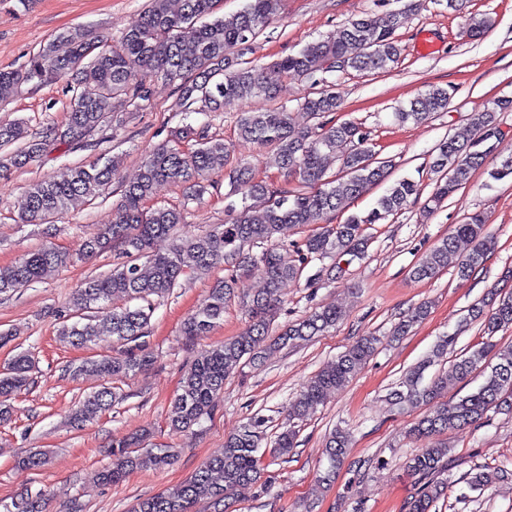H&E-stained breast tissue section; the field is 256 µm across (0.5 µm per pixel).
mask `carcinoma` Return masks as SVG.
Segmentation results:
<instances>
[{"label": "carcinoma", "mask_w": 512, "mask_h": 512, "mask_svg": "<svg viewBox=\"0 0 512 512\" xmlns=\"http://www.w3.org/2000/svg\"><path fill=\"white\" fill-rule=\"evenodd\" d=\"M173 10L169 0H149L147 9L126 28L120 41L112 43L89 30L64 33L70 50L58 55L49 44L29 56L17 70H0V100L9 97L18 86L42 84L66 75L74 77L73 92L64 124L47 132L31 135L24 124L0 126V170L22 169L42 159L58 142H79L102 126L114 112H123L150 93L149 82L161 78L175 84L181 111L218 112L224 100L264 96L276 98L290 78L309 79L320 86L302 103L313 123L296 128L290 113L275 109L244 112L238 121V135L275 152V164L283 176L294 182L292 189H274L257 181L248 169L235 167L229 178L234 188L259 200L246 206L221 228L204 235L181 240L165 254H151L152 242L170 234L185 221L176 207L158 205L145 208L161 183L180 186L191 194L203 191L202 181L213 170L227 165L229 150L224 139L211 137L205 130L185 126L173 137L159 143L142 161L138 178L126 184L112 223L100 225L96 237L84 244V256L93 257L109 245L118 244L128 261L106 275L86 278L74 293L70 306L78 320L65 324L61 335L74 345H85L102 336L122 342H135L146 336L153 314L152 298H163L179 286L188 272H205L224 267V278L217 280L183 323V335L190 339L207 335L224 321V310L234 297L238 277L251 267L258 268L265 288L246 302L247 327L240 334L201 351L185 371L176 394L169 424L174 429L190 430L209 417L214 396L224 390L228 377L245 363L262 357L272 346L305 342L336 326L341 311L324 306L273 336L270 326L279 310V290L288 281L301 278L314 260L329 259L335 268L339 261L365 253L368 240L364 226L379 224L396 215L411 198L419 195L418 184L409 178L394 183L365 216L352 215L343 224L328 223V216L350 200L363 195L371 186L383 182L389 162L375 157L367 134L351 121L333 118L340 109L336 93L318 73H326L325 64L339 62L338 68L372 73L396 63L401 55L396 31L401 13L367 14L349 21L336 35L306 44L295 53L280 57L268 65H252L235 57L234 50L254 41L278 14L281 0H246L233 18L214 16L218 0H179ZM492 27L487 16L468 18L466 34L479 37ZM448 90L432 86L396 113L401 123H421L448 109ZM512 108V100L501 99L471 113L473 137L459 141L448 137L438 146L433 162L441 172L429 202L437 206L467 184L474 171L483 167L493 151L490 141L498 139L497 113ZM190 138L195 144L182 148L174 137ZM343 147L342 174L327 175V160L336 148ZM118 161L103 164L68 165L45 180L31 183L26 191L20 220L25 224H50L75 200L92 202L112 185ZM320 225L315 232L292 248L275 246L273 241L284 226ZM486 219L473 213L455 225L413 270L418 280L433 279L454 267L457 276L468 279L483 265L496 246L486 232ZM471 243L470 250L459 253L460 243ZM261 248L250 255L244 246ZM147 256V264L137 260ZM72 262V255L59 246H46L27 253L13 264L0 267V296L9 297L19 289L40 282ZM121 305H116V302ZM96 309L99 314L87 316ZM428 306L421 304L394 328L404 335L414 322L424 318ZM473 320L481 321L482 335L456 358L450 369L436 373L423 383L424 372L456 344L457 336L440 338L431 356L410 370L390 393L392 404L429 405L431 409L417 419L410 434L423 447L408 461L415 490L406 501L404 512H436L437 503L448 494V448L434 437L454 428L474 425L489 411L512 413V346L501 350L493 337L512 328V291L494 293L491 309L471 308ZM380 339L363 336L351 344L336 361L314 374L290 405L289 427L274 442L273 455L286 456L296 447L297 427L322 405L331 389L348 382L378 350ZM154 357L140 348L124 355L87 359L69 369L78 377L92 372L105 384L78 401L71 413L72 423L83 424L91 413L112 408L116 394L111 383L152 365ZM33 357L16 354L0 369V420L12 413L10 400L29 385ZM483 377L475 391L456 400L443 399L448 381L464 380L474 374ZM265 421L251 418L237 433L224 440L221 455L203 462L176 492L142 500L135 512H199L206 504L212 512H227L238 489L265 483L261 444ZM140 438L117 440L112 465L98 473L105 483L122 481L142 466L162 468L171 464L174 454L167 448L141 455ZM351 435L342 428L327 437L325 448L328 469L318 483L329 485L348 448ZM48 462L42 450L21 457L19 464L39 470ZM497 480V472L476 468L467 474L472 490H485ZM46 494L22 497L4 506L5 512H46Z\"/></svg>", "instance_id": "1"}]
</instances>
